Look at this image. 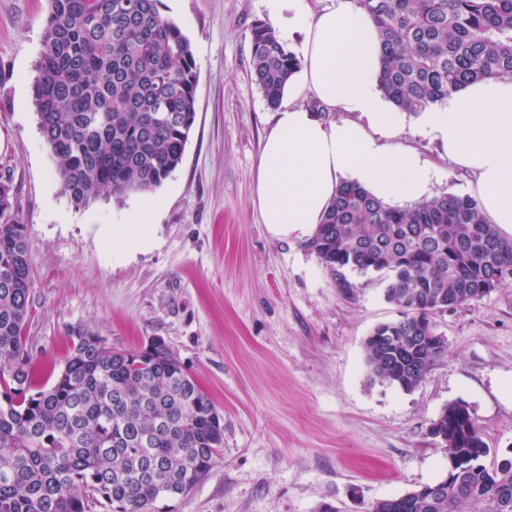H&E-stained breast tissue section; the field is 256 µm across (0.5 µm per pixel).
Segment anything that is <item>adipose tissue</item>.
<instances>
[{
    "label": "adipose tissue",
    "instance_id": "obj_1",
    "mask_svg": "<svg viewBox=\"0 0 512 512\" xmlns=\"http://www.w3.org/2000/svg\"><path fill=\"white\" fill-rule=\"evenodd\" d=\"M282 39L301 35V65L273 113L257 163L256 204L277 237L312 234L340 184L405 204L427 197L436 171L402 136L406 116L378 88L374 21L354 0L313 10L264 0ZM317 106L307 104V97ZM419 132L470 171L488 223L512 233V80L468 84L415 118Z\"/></svg>",
    "mask_w": 512,
    "mask_h": 512
}]
</instances>
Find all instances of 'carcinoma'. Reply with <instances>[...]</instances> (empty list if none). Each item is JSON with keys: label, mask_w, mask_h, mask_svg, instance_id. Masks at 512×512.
Returning <instances> with one entry per match:
<instances>
[{"label": "carcinoma", "mask_w": 512, "mask_h": 512, "mask_svg": "<svg viewBox=\"0 0 512 512\" xmlns=\"http://www.w3.org/2000/svg\"><path fill=\"white\" fill-rule=\"evenodd\" d=\"M377 25L379 87L416 114L464 84L512 78V0H356ZM35 65L33 106L62 190L77 208L107 194L152 193L182 163L196 118L190 39L161 0H49ZM300 59L272 27L251 29L250 73L270 107ZM16 188L0 177V512H155L188 494L224 445V423L159 336L116 350L82 332L55 381H32L23 340L33 274ZM341 284L344 272L386 273L397 321L365 342L371 380L416 389L446 345L413 349L433 316L512 282V237L485 221L470 196L389 205L342 186L306 242ZM394 337L390 360L376 337ZM448 454V492L430 484L375 502L370 512H512V456L490 448L468 404L434 421Z\"/></svg>", "instance_id": "obj_1"}]
</instances>
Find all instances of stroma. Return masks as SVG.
Listing matches in <instances>:
<instances>
[{
    "mask_svg": "<svg viewBox=\"0 0 512 512\" xmlns=\"http://www.w3.org/2000/svg\"><path fill=\"white\" fill-rule=\"evenodd\" d=\"M189 37L197 114L183 162L154 193L75 207L32 105L48 0H0V174L17 189L33 270L24 332L38 385L62 370L75 336L118 350L165 339L224 421V446L187 495L158 512H369L447 468L429 432L465 401L492 452L512 449V283L437 313L447 352L413 391L372 381L365 340L399 319L386 277L340 287L305 238L273 236L254 204L272 110L250 75L261 0H162ZM437 169L434 196L473 176L407 125ZM151 209L156 243L112 253L106 228Z\"/></svg>",
    "mask_w": 512,
    "mask_h": 512,
    "instance_id": "35a3bbf8",
    "label": "stroma"
}]
</instances>
